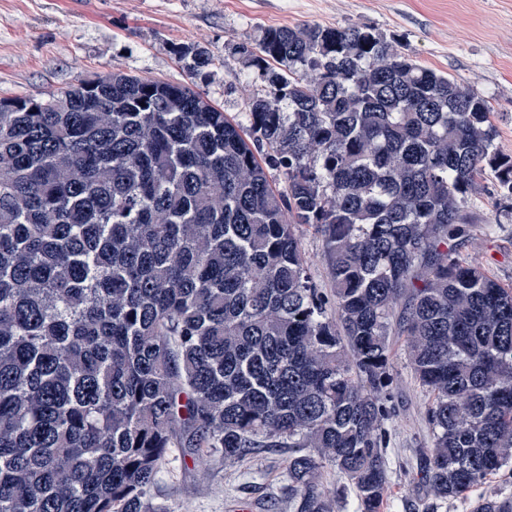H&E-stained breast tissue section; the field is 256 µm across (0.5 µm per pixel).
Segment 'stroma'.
Instances as JSON below:
<instances>
[{"instance_id":"1","label":"stroma","mask_w":512,"mask_h":512,"mask_svg":"<svg viewBox=\"0 0 512 512\" xmlns=\"http://www.w3.org/2000/svg\"><path fill=\"white\" fill-rule=\"evenodd\" d=\"M302 24L371 27L398 52L460 80L489 101L496 142L512 154V0H0V99L46 97L118 72L189 84L240 121L248 97L263 87L242 46L256 45L265 28ZM182 49L207 50L214 62L190 76ZM511 209L512 198L498 196L484 179L468 208L473 231L458 248L461 259L480 263L507 286L512 218L500 214ZM391 357V494L384 512H469L470 499L481 494L512 497L506 470L467 498L433 505L412 476L430 445L429 397L408 364L405 337H393ZM287 460L284 448L243 463L172 458L154 495L171 512H289Z\"/></svg>"}]
</instances>
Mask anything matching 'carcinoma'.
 <instances>
[{
	"instance_id": "carcinoma-1",
	"label": "carcinoma",
	"mask_w": 512,
	"mask_h": 512,
	"mask_svg": "<svg viewBox=\"0 0 512 512\" xmlns=\"http://www.w3.org/2000/svg\"><path fill=\"white\" fill-rule=\"evenodd\" d=\"M241 52L245 126L122 73L0 100V512H156L172 453L257 448L288 449L294 512H335L329 469L383 512L393 336L430 398L427 492L512 466V286L455 245L485 176L512 198L487 100L366 26ZM300 246L303 256L309 266L310 273L319 288L329 296L331 294V282L327 274L324 260V242L319 232L308 226L299 228Z\"/></svg>"
}]
</instances>
